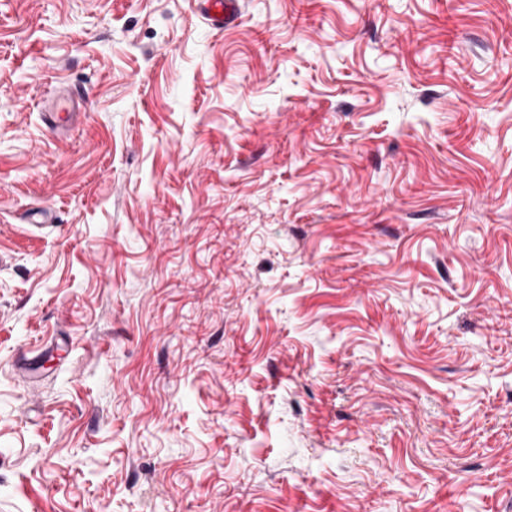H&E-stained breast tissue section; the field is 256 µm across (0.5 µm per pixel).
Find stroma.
Returning a JSON list of instances; mask_svg holds the SVG:
<instances>
[{
    "instance_id": "stroma-1",
    "label": "stroma",
    "mask_w": 512,
    "mask_h": 512,
    "mask_svg": "<svg viewBox=\"0 0 512 512\" xmlns=\"http://www.w3.org/2000/svg\"><path fill=\"white\" fill-rule=\"evenodd\" d=\"M0 512H512V0H0ZM194 4L200 15L219 29L232 24L240 11L238 0H195ZM83 100L80 92L67 88L56 100L52 111L44 115L45 122L54 132H66L79 118Z\"/></svg>"
}]
</instances>
